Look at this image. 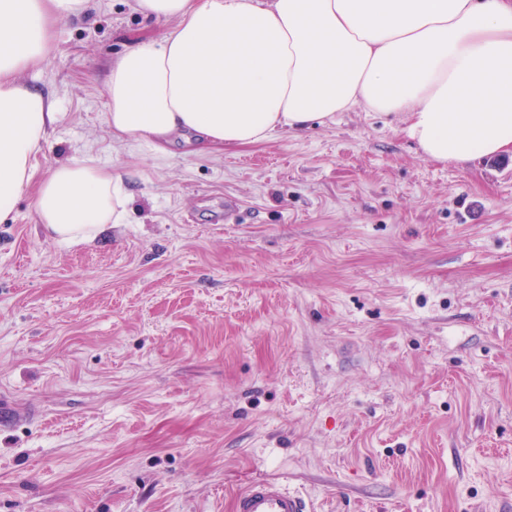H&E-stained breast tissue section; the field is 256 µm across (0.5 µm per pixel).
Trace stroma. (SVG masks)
Here are the masks:
<instances>
[{
	"mask_svg": "<svg viewBox=\"0 0 512 512\" xmlns=\"http://www.w3.org/2000/svg\"><path fill=\"white\" fill-rule=\"evenodd\" d=\"M93 0L24 81L129 221L0 223V512H229L275 478L310 512H512V154L421 155L365 107L158 159L112 147L109 64L156 38Z\"/></svg>",
	"mask_w": 512,
	"mask_h": 512,
	"instance_id": "obj_1",
	"label": "stroma"
}]
</instances>
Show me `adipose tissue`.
Wrapping results in <instances>:
<instances>
[{
	"instance_id": "obj_1",
	"label": "adipose tissue",
	"mask_w": 512,
	"mask_h": 512,
	"mask_svg": "<svg viewBox=\"0 0 512 512\" xmlns=\"http://www.w3.org/2000/svg\"><path fill=\"white\" fill-rule=\"evenodd\" d=\"M171 22L112 61L105 124L128 152L212 154L364 105L405 116L441 163L512 153V0H135ZM92 0H0V221L35 191L60 243L128 221L123 176L93 154L37 177L64 114L21 74Z\"/></svg>"
}]
</instances>
